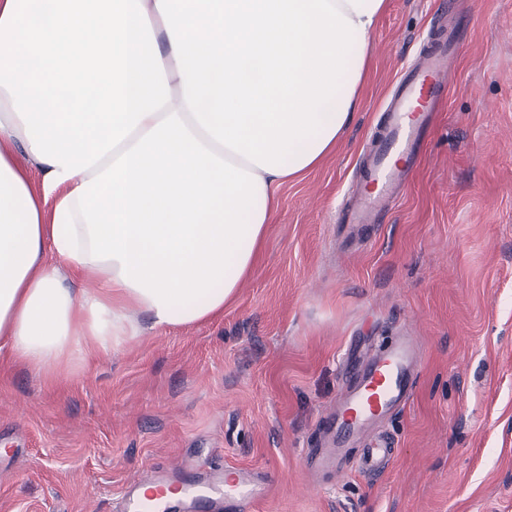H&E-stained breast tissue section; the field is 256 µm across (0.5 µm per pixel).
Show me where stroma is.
I'll return each instance as SVG.
<instances>
[{"mask_svg":"<svg viewBox=\"0 0 512 512\" xmlns=\"http://www.w3.org/2000/svg\"><path fill=\"white\" fill-rule=\"evenodd\" d=\"M448 0H388L335 152L283 185L223 317L156 330L59 381L0 355V512H124L148 469L273 479L246 512H512V0L457 6L458 66L407 192L353 237L343 205L403 68ZM415 338L384 470L307 457L345 353Z\"/></svg>","mask_w":512,"mask_h":512,"instance_id":"35a3bbf8","label":"stroma"}]
</instances>
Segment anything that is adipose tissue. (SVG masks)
Listing matches in <instances>:
<instances>
[{
  "label": "adipose tissue",
  "instance_id": "ef3b65f1",
  "mask_svg": "<svg viewBox=\"0 0 512 512\" xmlns=\"http://www.w3.org/2000/svg\"><path fill=\"white\" fill-rule=\"evenodd\" d=\"M386 6L0 0V349L66 377L222 316L358 110Z\"/></svg>",
  "mask_w": 512,
  "mask_h": 512
}]
</instances>
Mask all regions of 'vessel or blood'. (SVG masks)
<instances>
[{
    "mask_svg": "<svg viewBox=\"0 0 512 512\" xmlns=\"http://www.w3.org/2000/svg\"><path fill=\"white\" fill-rule=\"evenodd\" d=\"M458 51L457 29L451 23L443 37L419 56L412 69L400 79L376 144L363 160V187L345 213V221L351 228L378 223L384 207L396 197L416 168ZM418 367L417 348L406 336L397 337L384 351L366 354L352 365L345 373L335 411L322 423L331 446L312 456L311 464L341 466L350 443L360 439L364 445L356 457L357 468L379 469L392 456L394 441L379 437L367 442L363 436L371 423L406 407ZM183 492L195 501L200 512H208L218 497L224 500L225 512H239L240 507L259 495L251 474L242 469L229 473L222 486L189 483Z\"/></svg>",
    "mask_w": 512,
    "mask_h": 512,
    "instance_id": "1",
    "label": "vessel or blood"
}]
</instances>
